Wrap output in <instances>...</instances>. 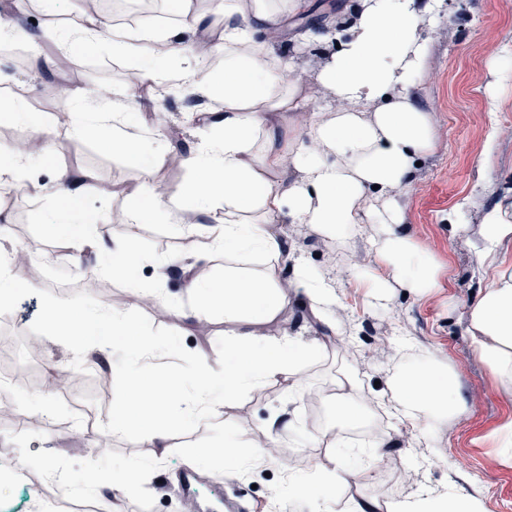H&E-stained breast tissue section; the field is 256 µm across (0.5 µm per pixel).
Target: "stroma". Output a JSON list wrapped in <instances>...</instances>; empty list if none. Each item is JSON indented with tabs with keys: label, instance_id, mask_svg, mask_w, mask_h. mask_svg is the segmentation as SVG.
Returning a JSON list of instances; mask_svg holds the SVG:
<instances>
[{
	"label": "stroma",
	"instance_id": "stroma-1",
	"mask_svg": "<svg viewBox=\"0 0 512 512\" xmlns=\"http://www.w3.org/2000/svg\"><path fill=\"white\" fill-rule=\"evenodd\" d=\"M429 38L430 55L416 93L432 114L437 149L422 159L412 184L399 199L408 212L409 232L444 265V288L426 296L396 288L384 307L368 298L364 289L344 288V314L336 336L313 324L301 298L292 295L284 319L266 327L272 337L288 335L316 346L314 358L303 371L309 388L329 387L346 371L357 376L373 402L371 430L387 446L371 474L360 475L336 491L329 503L331 512H348L363 495L386 504L418 494L474 496L482 500L485 512H512V466L502 464L489 439L494 429L512 420V395L499 389L464 332V313L485 286L479 277L482 217L512 191V85L502 87L498 99L490 97L495 60L512 56V0H443ZM56 51L57 44L49 36L35 44L0 42V84L25 88L30 106L41 114L60 145L57 165L93 169L100 183L114 186L111 195L89 190L80 205L92 214L96 235L108 241L124 240L132 229L116 216L130 207L123 188L138 181L140 173L108 153L99 140L72 138L68 130L55 125L54 116L67 99L56 89L59 82L29 70L28 59L36 52ZM132 77L124 61L103 52L73 57L62 83L76 91L99 84L120 89L131 84ZM157 107V119L178 132L172 141L175 149L188 151L207 135L204 123L183 122L187 109L207 111V104L197 96L171 93L158 98ZM7 194L9 221L0 223V244L9 249L35 243L52 260L20 270L28 289L0 307V398H11L22 388L46 397L49 411L43 415L20 409L11 417L0 416V444L9 449L0 458V512H48L47 503L56 502L63 493L49 469L65 468L78 478L90 461L107 478L117 465H148L134 492L115 495L104 488L75 497V504L90 503L99 512H189L183 491L187 479L204 507L221 491L235 488L243 494L248 512H310L307 499L277 501L271 490L288 470L332 466L336 449L332 438L323 433L329 421L327 408L287 396L285 382L269 381L226 406L223 416L175 431L166 456L159 460L145 440L81 429V421L90 413L97 421L111 420L116 396L112 369L79 371L60 391L46 386V375L65 369L69 362L65 345L47 333V299L69 300L90 310L122 304L125 290L109 278L100 279L96 288H85L68 251L44 222L54 204L49 194L33 193L24 183L15 184ZM455 210L463 211L467 224L460 236L448 222ZM279 224L288 231L298 256L321 270L329 269L335 241L291 223L284 214ZM133 231L144 257L135 272L141 280L151 277L153 259L187 254L195 247L194 241L168 224H141ZM166 289L169 305L145 301L131 311L153 341L166 349L155 361V369L178 374L196 365L200 356L223 358V312L215 308L204 313L199 323L186 324L180 314L189 308L188 296L174 280ZM30 336L42 342L36 361L26 349ZM400 336L434 353L449 368L464 398L458 414L425 436L394 419L385 386L399 360L396 339ZM275 414L288 420L290 429L277 453H265L245 468L225 462L210 467L197 464L196 452L224 433L238 431L246 422L267 423ZM25 454L44 459L45 468L23 466Z\"/></svg>",
	"mask_w": 512,
	"mask_h": 512
}]
</instances>
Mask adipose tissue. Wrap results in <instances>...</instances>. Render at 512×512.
<instances>
[{"label": "adipose tissue", "instance_id": "obj_1", "mask_svg": "<svg viewBox=\"0 0 512 512\" xmlns=\"http://www.w3.org/2000/svg\"><path fill=\"white\" fill-rule=\"evenodd\" d=\"M180 23L159 28L111 22L101 0H79L77 22L55 32L57 54L33 56L32 70L57 74L72 56L105 50L124 60L135 72L134 84L121 89L92 88L71 95L58 121L73 137L94 136L108 149L141 171L130 191L132 205L123 213L126 224L173 221L179 234L203 239L187 260L160 259L152 280L134 278L141 262L134 239L113 244L93 234L92 223L79 202L92 185L93 171L52 167L58 151L39 114L21 90L0 94V123H22L30 130L25 144L0 145V188L29 181L35 192L49 191L55 205L45 217L60 246L68 250L82 275L124 282L129 299L166 303L164 286L170 278L182 283L192 308L185 321L203 311L222 309L226 328L224 359L200 358L188 375L153 372L157 347L148 338L126 343L136 327L127 308L106 305L90 317H74L72 303L48 302V327L70 348L76 361L97 353L112 366L121 384L107 433L144 435L150 447L166 450L173 431L221 415L225 406L273 379L286 382L290 396L304 401L311 394L302 371L314 356L307 342L263 332L279 319L287 296L276 289L287 279L300 294L315 323L337 335L339 294L345 284L368 289L386 300L390 289L405 288L425 296L441 287L444 267L407 229L404 207L397 196L415 177L417 163L436 149L432 115L415 93L430 49L426 34L443 0H355L345 10L348 28L328 35L308 27L290 32L292 20L309 8L307 0H174ZM65 0H14L0 12V39L36 41L40 33L23 24L26 15L64 14ZM192 40H183L184 32ZM293 33L308 47L336 38L339 47L318 69L315 82L333 104L314 106L304 85L294 77L290 61L275 55L269 33ZM223 56L222 68L201 66L200 58ZM180 64V89L212 101L208 113L215 137L192 151H169L162 133L145 134L131 119L144 107V91L163 86L173 64ZM173 161L191 172L180 195L155 181L158 162ZM50 168L48 181L34 179L38 168ZM294 169L296 180L283 179ZM223 223H214L216 212ZM292 223L306 225L320 237L348 245L369 231L370 263L350 262L337 253L339 280L297 258L287 233L277 224L281 213ZM482 273L488 284L468 307L465 331L481 360L503 391L512 392V197L503 198L482 220ZM101 256L87 266L86 254ZM224 256V277L210 279L207 269ZM261 256L258 273L243 268L242 259ZM406 363L387 379L400 419L420 432L452 417L464 405L449 370L435 354L411 349ZM362 391L352 376H344L323 393L332 410L326 428L341 453L332 468L312 467L289 474L283 495L311 501V512H328V495L348 485L370 461L378 460L383 438L354 448L349 433L359 418L355 399ZM277 436L265 444L250 440L246 431L225 435L206 448L200 459L210 464H242L245 453L259 457L277 447ZM353 512H484L480 499L414 496L381 506L367 497Z\"/></svg>", "mask_w": 512, "mask_h": 512}]
</instances>
